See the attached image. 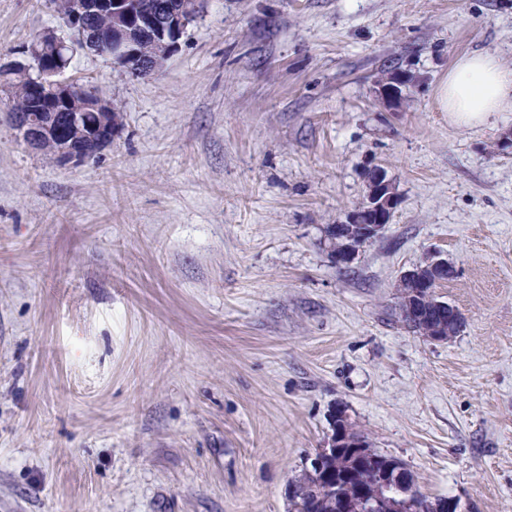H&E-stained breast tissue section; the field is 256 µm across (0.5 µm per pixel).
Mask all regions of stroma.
Returning a JSON list of instances; mask_svg holds the SVG:
<instances>
[{
  "instance_id": "obj_1",
  "label": "stroma",
  "mask_w": 512,
  "mask_h": 512,
  "mask_svg": "<svg viewBox=\"0 0 512 512\" xmlns=\"http://www.w3.org/2000/svg\"><path fill=\"white\" fill-rule=\"evenodd\" d=\"M45 32L0 0V59ZM475 51L512 69V0H203L148 77L74 48L119 114L66 166L0 86V512H291L339 407L424 495L512 512V112L436 106ZM375 165L393 216L336 268ZM435 252L444 343L400 320Z\"/></svg>"
}]
</instances>
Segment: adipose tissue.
Instances as JSON below:
<instances>
[{
	"mask_svg": "<svg viewBox=\"0 0 512 512\" xmlns=\"http://www.w3.org/2000/svg\"><path fill=\"white\" fill-rule=\"evenodd\" d=\"M448 119L460 127L487 124L497 112H512V69L486 52L460 57L438 95Z\"/></svg>",
	"mask_w": 512,
	"mask_h": 512,
	"instance_id": "1",
	"label": "adipose tissue"
}]
</instances>
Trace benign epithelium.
Here are the masks:
<instances>
[{"label":"benign epithelium","instance_id":"benign-epithelium-1","mask_svg":"<svg viewBox=\"0 0 512 512\" xmlns=\"http://www.w3.org/2000/svg\"><path fill=\"white\" fill-rule=\"evenodd\" d=\"M200 0H68L65 18L75 41L100 55L117 53L130 39L148 45L150 52L142 57L148 73L159 70L174 51L177 40L199 11ZM106 17L112 22V36L94 24V19ZM57 51L71 52L72 46L52 32L36 38L27 54L40 57ZM0 71L13 72L26 82L18 85V96H35L23 112L11 113L14 126L22 139L40 151H50L59 162L67 164L88 159L112 141L115 120L111 119L113 105L94 90L59 79L61 71L52 67H38L23 61L0 65ZM410 78L402 75L386 81L379 93L390 105L403 98L402 87ZM59 104L55 122L45 121L42 106ZM397 198L386 172L374 167L367 173V195L362 207L351 212L343 224L331 225L336 250L332 257L336 266L344 268L358 256L365 244L378 237L391 220ZM453 274L448 261L436 256L408 271L401 279L407 287L403 313L412 321L422 315L420 301L430 299L436 285ZM370 455L363 440L349 437V418L342 408L332 416V434L316 450L307 473L325 475L332 470L346 468ZM391 484L385 476L376 475L363 493L364 512H413L419 491L411 486L405 497L390 496Z\"/></svg>","mask_w":512,"mask_h":512}]
</instances>
